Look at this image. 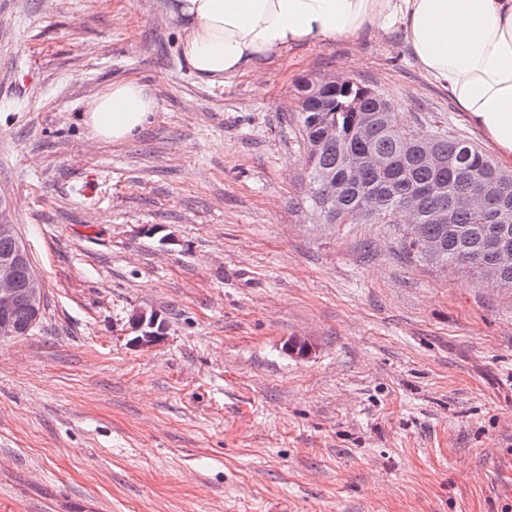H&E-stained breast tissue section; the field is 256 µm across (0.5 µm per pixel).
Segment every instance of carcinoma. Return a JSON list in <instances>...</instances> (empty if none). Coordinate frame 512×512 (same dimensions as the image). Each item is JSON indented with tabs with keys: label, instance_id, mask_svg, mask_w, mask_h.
<instances>
[{
	"label": "carcinoma",
	"instance_id": "cac0c4a2",
	"mask_svg": "<svg viewBox=\"0 0 512 512\" xmlns=\"http://www.w3.org/2000/svg\"><path fill=\"white\" fill-rule=\"evenodd\" d=\"M301 106L294 114L307 146L309 202L341 223L343 212L361 208L365 224H400L407 253L436 266L455 264L496 288L512 289V173L503 170L472 139L436 119L432 131H408L406 116L378 91H359V83L338 93L310 96L298 89ZM326 128L347 141L337 146L322 141ZM424 137L433 143L443 165L432 170L412 150ZM380 155L381 170L369 166V156ZM488 184L507 191L498 208L483 206L458 210L461 196L475 197ZM411 212L413 225L402 223ZM448 220H438L440 214ZM35 275L31 260L16 269L19 290ZM27 308H21L11 330L28 336L36 327Z\"/></svg>",
	"mask_w": 512,
	"mask_h": 512
}]
</instances>
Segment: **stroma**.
<instances>
[{"instance_id":"stroma-1","label":"stroma","mask_w":512,"mask_h":512,"mask_svg":"<svg viewBox=\"0 0 512 512\" xmlns=\"http://www.w3.org/2000/svg\"><path fill=\"white\" fill-rule=\"evenodd\" d=\"M167 3L0 0V210L46 295L0 343V512H512V290L315 223L290 115L336 73L483 134L400 27L209 85ZM129 79L152 121L93 138ZM156 107L154 96L137 81L113 82L88 101L83 121L99 140L127 141L151 121ZM133 322L137 331L141 332V335L135 336L132 341L136 346L150 345L158 341L164 334V323L156 330L159 318L154 314H150L148 317L146 313H139L134 316Z\"/></svg>"}]
</instances>
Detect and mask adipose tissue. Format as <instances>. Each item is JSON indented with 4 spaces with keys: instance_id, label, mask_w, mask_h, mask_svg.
Masks as SVG:
<instances>
[{
    "instance_id": "adipose-tissue-1",
    "label": "adipose tissue",
    "mask_w": 512,
    "mask_h": 512,
    "mask_svg": "<svg viewBox=\"0 0 512 512\" xmlns=\"http://www.w3.org/2000/svg\"><path fill=\"white\" fill-rule=\"evenodd\" d=\"M170 11L187 24L184 63L207 83L297 45L399 26L424 73L512 164V0H172ZM156 107L143 85L119 81L88 101L83 121L100 140L127 141Z\"/></svg>"
}]
</instances>
